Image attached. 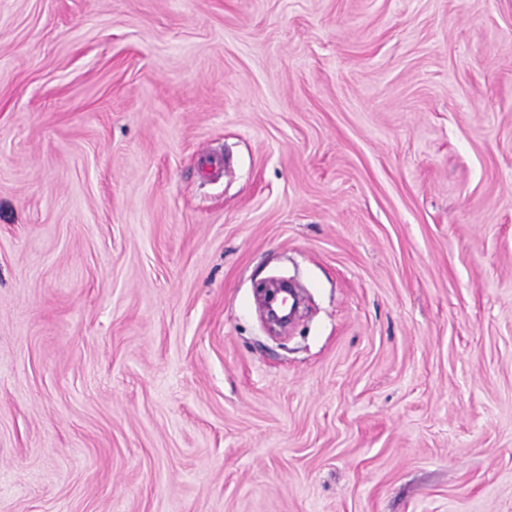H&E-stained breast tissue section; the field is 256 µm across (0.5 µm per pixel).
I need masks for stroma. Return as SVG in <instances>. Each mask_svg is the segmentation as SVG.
Listing matches in <instances>:
<instances>
[{
	"label": "stroma",
	"mask_w": 512,
	"mask_h": 512,
	"mask_svg": "<svg viewBox=\"0 0 512 512\" xmlns=\"http://www.w3.org/2000/svg\"><path fill=\"white\" fill-rule=\"evenodd\" d=\"M0 512H512V0H0ZM273 277L261 282L257 293L263 298L264 305L262 307V316L264 323L270 333L273 335H280L281 332L288 328L292 323L291 312L281 306L276 305L277 296L280 293H287L288 288H275L271 289L273 284Z\"/></svg>",
	"instance_id": "1"
}]
</instances>
